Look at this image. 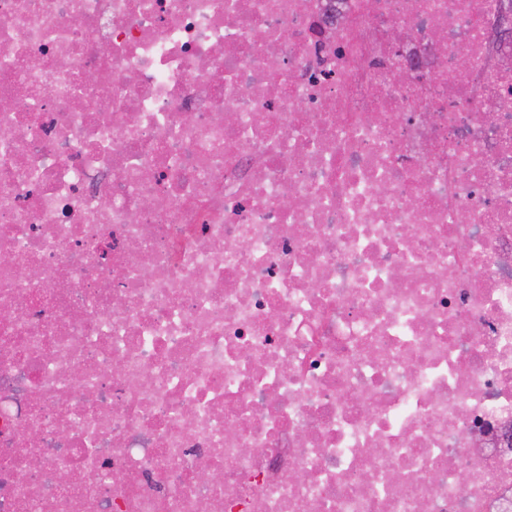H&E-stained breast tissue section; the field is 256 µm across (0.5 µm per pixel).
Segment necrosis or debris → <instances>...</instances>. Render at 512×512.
Masks as SVG:
<instances>
[{
  "instance_id": "obj_1",
  "label": "necrosis or debris",
  "mask_w": 512,
  "mask_h": 512,
  "mask_svg": "<svg viewBox=\"0 0 512 512\" xmlns=\"http://www.w3.org/2000/svg\"><path fill=\"white\" fill-rule=\"evenodd\" d=\"M498 3L0 0V512H512Z\"/></svg>"
}]
</instances>
